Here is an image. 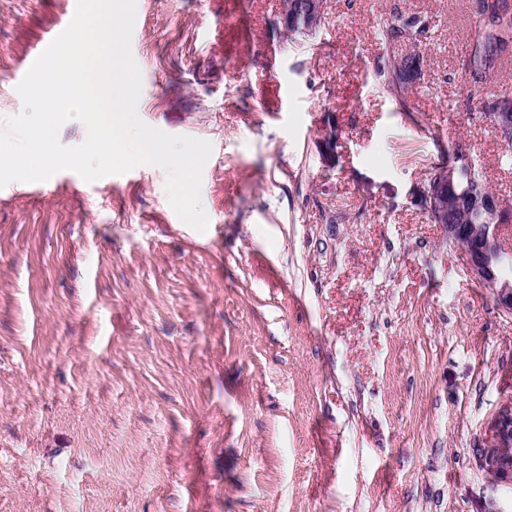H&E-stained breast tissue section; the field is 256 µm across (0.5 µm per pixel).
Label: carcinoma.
<instances>
[{
    "mask_svg": "<svg viewBox=\"0 0 512 512\" xmlns=\"http://www.w3.org/2000/svg\"><path fill=\"white\" fill-rule=\"evenodd\" d=\"M491 15L499 20L498 26L512 30V8L505 0H480L475 4V25L471 33L472 47L466 59V71L473 82L481 83L497 68L501 51L499 37L487 30L484 16ZM428 20L408 15L394 7L384 19L381 40L388 44L408 40L414 45H424L428 32ZM423 54L418 51L407 55L385 54L375 62V76L383 91L388 94L403 111H408L407 94L413 81L420 74ZM469 111L488 114L497 109L512 110V89H505L491 100L485 101L475 94L468 98ZM448 222L452 224H480L483 222L478 199L470 187L467 175L456 174L448 181Z\"/></svg>",
    "mask_w": 512,
    "mask_h": 512,
    "instance_id": "carcinoma-1",
    "label": "carcinoma"
}]
</instances>
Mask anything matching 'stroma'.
<instances>
[{"label": "stroma", "instance_id": "obj_1", "mask_svg": "<svg viewBox=\"0 0 512 512\" xmlns=\"http://www.w3.org/2000/svg\"><path fill=\"white\" fill-rule=\"evenodd\" d=\"M70 2L0 0V130ZM396 4L429 19L406 112L373 78L414 50L379 38ZM280 9L136 0L140 118L213 146L206 231L156 166L0 188V512H512L476 457L512 399V315L416 203L458 146L512 201L467 107L512 88V50L473 84L471 0H327L293 40Z\"/></svg>", "mask_w": 512, "mask_h": 512}]
</instances>
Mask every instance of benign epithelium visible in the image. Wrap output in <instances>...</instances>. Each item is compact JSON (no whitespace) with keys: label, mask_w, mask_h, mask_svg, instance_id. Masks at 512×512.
Here are the masks:
<instances>
[{"label":"benign epithelium","mask_w":512,"mask_h":512,"mask_svg":"<svg viewBox=\"0 0 512 512\" xmlns=\"http://www.w3.org/2000/svg\"><path fill=\"white\" fill-rule=\"evenodd\" d=\"M324 13L323 0H304L299 6H283L281 23L287 27L303 24L315 27ZM338 135L336 126L328 125L322 133L320 148L328 164L335 163ZM418 202L433 223L439 225L448 244L458 248L462 261L477 282L491 289L497 307L512 314V278L496 274L489 264V248L496 247V259L505 266L512 261V249L500 239L501 227L512 222V205L497 194H481L479 206L484 213L482 224L448 223V164L438 169V179L433 191L423 186ZM479 466L490 478L512 485V400L504 402L489 425L482 446L476 449Z\"/></svg>","instance_id":"7a95c632"}]
</instances>
